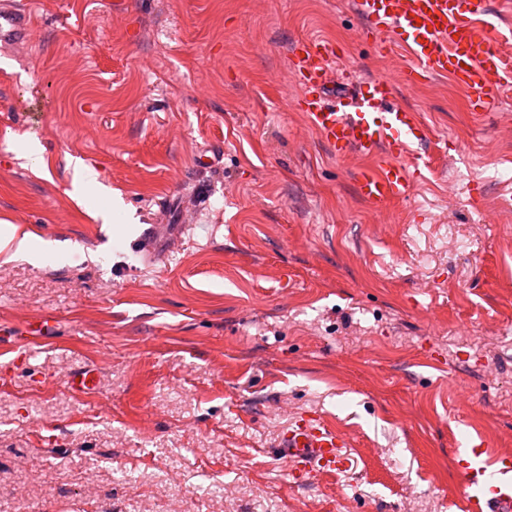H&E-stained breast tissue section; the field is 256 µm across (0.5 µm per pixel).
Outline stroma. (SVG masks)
<instances>
[{
	"label": "stroma",
	"instance_id": "obj_1",
	"mask_svg": "<svg viewBox=\"0 0 512 512\" xmlns=\"http://www.w3.org/2000/svg\"><path fill=\"white\" fill-rule=\"evenodd\" d=\"M33 2L29 46L0 53V237L70 251H0V512H449L473 429L512 456V96L481 125L448 79L399 87L432 162L376 214L289 60L321 38L398 80L351 0ZM172 197L190 231L154 261ZM300 411L339 424L347 472L273 456Z\"/></svg>",
	"mask_w": 512,
	"mask_h": 512
}]
</instances>
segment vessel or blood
Instances as JSON below:
<instances>
[{
	"label": "vessel or blood",
	"mask_w": 512,
	"mask_h": 512,
	"mask_svg": "<svg viewBox=\"0 0 512 512\" xmlns=\"http://www.w3.org/2000/svg\"><path fill=\"white\" fill-rule=\"evenodd\" d=\"M353 7L377 47L405 52L406 86L450 78L465 91L479 121L496 116L504 95L512 92V52L495 44L502 17L512 14V0H353ZM34 23L28 0H0V48L28 45ZM337 60L335 45L325 40H307L291 51L309 125L337 157L368 159L358 190L380 212L409 196L431 130L419 112L396 103V85L389 78L352 82ZM185 232L182 224L152 225L148 256L161 257V242ZM343 439L334 424L300 415L277 448L293 474L336 473L346 468ZM458 465L467 487L456 503L458 512H512L511 457L479 437Z\"/></svg>",
	"instance_id": "1"
}]
</instances>
